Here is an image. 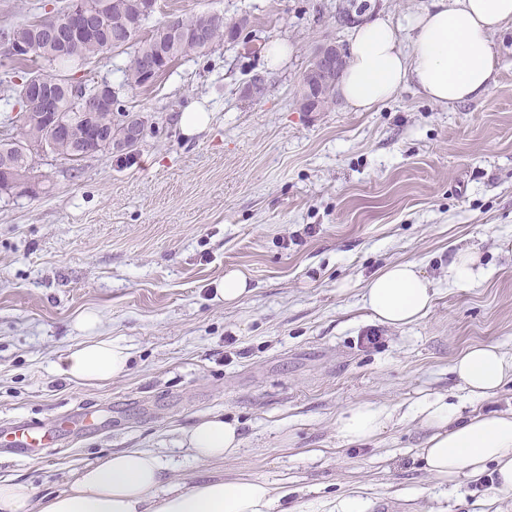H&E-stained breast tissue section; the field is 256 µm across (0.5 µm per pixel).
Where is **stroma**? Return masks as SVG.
Segmentation results:
<instances>
[{
	"label": "stroma",
	"mask_w": 512,
	"mask_h": 512,
	"mask_svg": "<svg viewBox=\"0 0 512 512\" xmlns=\"http://www.w3.org/2000/svg\"><path fill=\"white\" fill-rule=\"evenodd\" d=\"M61 0H0V31L43 17ZM404 24L430 0H157L155 20L217 10L249 15L245 38L176 61L155 83L122 84L127 53L73 78L105 80L115 119L149 123L129 159L33 163L42 191L0 195V430L43 424L89 406L104 424L60 434L23 455L0 445V475L39 493L122 448H151L176 483L251 476L285 490L286 512H333L355 497L365 512H512L494 474L442 484L423 470L428 432L408 417L421 395L461 402L451 371L469 346L512 355V24L493 37L497 71L480 98L437 106L414 87L371 112L335 101L298 106L315 47L352 26L340 6ZM290 52L274 71L271 42ZM262 96L245 92L255 76ZM197 103L207 130L184 137ZM479 254L470 288L448 285L456 250ZM413 261L436 284L430 312L392 328L373 320L363 288L384 266ZM253 291L211 302L227 268ZM130 348L127 375L85 385L52 371L82 341L80 313ZM375 343H363L366 333ZM369 401L392 412L376 438L349 444L337 418ZM218 413L237 422L238 454L218 463L178 448L180 429Z\"/></svg>",
	"instance_id": "1"
}]
</instances>
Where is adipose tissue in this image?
<instances>
[{"mask_svg": "<svg viewBox=\"0 0 512 512\" xmlns=\"http://www.w3.org/2000/svg\"><path fill=\"white\" fill-rule=\"evenodd\" d=\"M510 23L512 0H431L408 17L412 37L405 43L391 18L377 15L354 29L339 95L356 112L373 111L409 85L443 107L479 98L496 71L493 37ZM435 294L433 280L407 262L388 265L370 279L363 301L381 324L401 328L426 316ZM100 323L93 310L77 318L85 339L56 364L58 375L95 384L127 371L128 347L99 335ZM452 371L466 398H485L512 383V356L477 344L456 359ZM412 410L430 432L419 450L429 477L476 480L491 468L499 491L512 492V410L466 414L442 395L422 397ZM391 420L386 408L364 402L338 417L336 432L345 442H364L386 430ZM240 444L237 424L217 414L198 419L179 441L202 461L224 460ZM74 475L65 490L43 496L28 482L0 476V512H275L283 498L276 487L252 477L182 488L172 482L161 457L146 448L112 451L75 469Z\"/></svg>", "mask_w": 512, "mask_h": 512, "instance_id": "1", "label": "adipose tissue"}]
</instances>
